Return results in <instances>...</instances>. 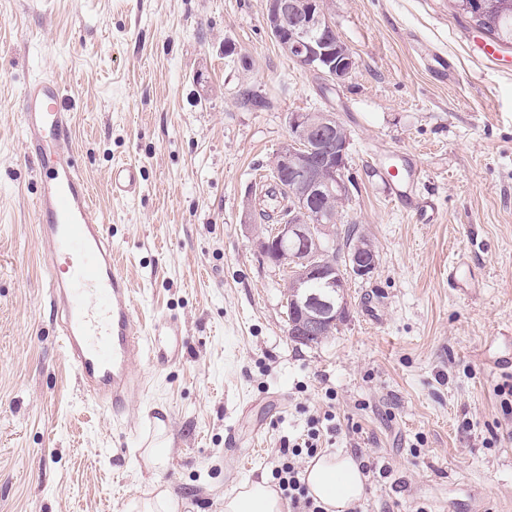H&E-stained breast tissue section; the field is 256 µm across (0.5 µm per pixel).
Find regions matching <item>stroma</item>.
I'll return each instance as SVG.
<instances>
[{"label": "stroma", "instance_id": "stroma-1", "mask_svg": "<svg viewBox=\"0 0 512 512\" xmlns=\"http://www.w3.org/2000/svg\"><path fill=\"white\" fill-rule=\"evenodd\" d=\"M266 8L0 0V512H125L158 483L182 512H221L244 480L270 476L329 388L337 423L361 428L327 447L359 444L361 512H512V414L497 395L512 376V45L486 55L487 35L451 0H327L355 59L338 84L281 51ZM44 76L71 99L67 147L137 329L169 316L181 327L180 360L138 365L145 387L123 416L78 383L42 280L39 182L16 104ZM313 109L348 132L342 221L371 241L376 266L348 279L334 335L304 346L288 336L286 271L243 216L262 205L289 113ZM121 161L141 170L135 197L112 195ZM392 161L421 167L432 223L393 198ZM154 412L166 442L150 462Z\"/></svg>", "mask_w": 512, "mask_h": 512}]
</instances>
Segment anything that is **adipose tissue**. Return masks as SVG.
<instances>
[{
	"instance_id": "obj_1",
	"label": "adipose tissue",
	"mask_w": 512,
	"mask_h": 512,
	"mask_svg": "<svg viewBox=\"0 0 512 512\" xmlns=\"http://www.w3.org/2000/svg\"><path fill=\"white\" fill-rule=\"evenodd\" d=\"M303 478L310 495L326 512H345L365 494L362 462L348 453L322 454L309 460ZM224 512H283V501L268 480H250L225 496Z\"/></svg>"
}]
</instances>
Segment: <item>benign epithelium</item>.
<instances>
[{
    "label": "benign epithelium",
    "instance_id": "benign-epithelium-1",
    "mask_svg": "<svg viewBox=\"0 0 512 512\" xmlns=\"http://www.w3.org/2000/svg\"><path fill=\"white\" fill-rule=\"evenodd\" d=\"M265 25L280 49L301 66L314 69L336 83L353 69V57L330 23L325 0H267ZM350 139L335 113L318 109L288 113V138L273 155L275 173L286 176L283 189L293 202L291 215L256 240L259 252L270 262L291 269L289 303L302 314L290 323L289 335L297 343L313 344L329 325L349 314L347 299L336 294L303 295L300 288L315 278L325 286L345 288L346 275L365 277L376 264L369 250L347 254L345 269L336 265V254L325 245L336 217L323 216L314 201L327 194H350L345 177Z\"/></svg>",
    "mask_w": 512,
    "mask_h": 512
}]
</instances>
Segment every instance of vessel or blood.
I'll list each match as a JSON object with an SVG mask.
<instances>
[{
	"instance_id": "vessel-or-blood-1",
	"label": "vessel or blood",
	"mask_w": 512,
	"mask_h": 512,
	"mask_svg": "<svg viewBox=\"0 0 512 512\" xmlns=\"http://www.w3.org/2000/svg\"><path fill=\"white\" fill-rule=\"evenodd\" d=\"M16 118L40 184L34 211L46 256L43 279L60 320L67 358L86 393L113 414L125 411L144 383L135 371L142 359L177 360L163 342L179 335L176 318L155 324L152 338L141 336L130 305L131 288L112 265V243L100 219L75 155L66 149L72 116L61 83L42 77L25 85ZM140 188V170L113 164V196L130 197Z\"/></svg>"
}]
</instances>
